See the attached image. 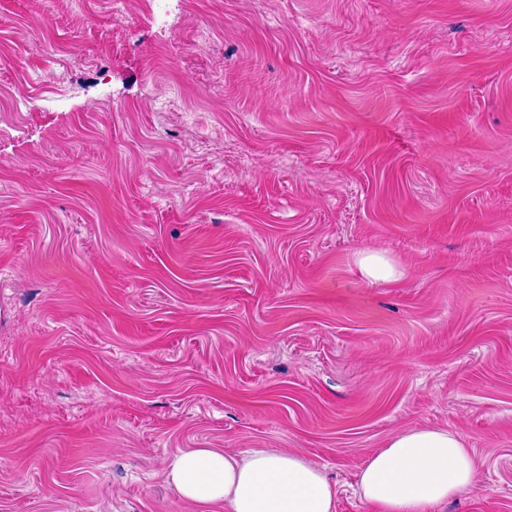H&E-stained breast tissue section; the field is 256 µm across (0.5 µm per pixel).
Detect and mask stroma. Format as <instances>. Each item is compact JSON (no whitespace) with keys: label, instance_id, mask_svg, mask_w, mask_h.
Segmentation results:
<instances>
[{"label":"stroma","instance_id":"obj_1","mask_svg":"<svg viewBox=\"0 0 512 512\" xmlns=\"http://www.w3.org/2000/svg\"><path fill=\"white\" fill-rule=\"evenodd\" d=\"M419 428L512 512V0H0V512H225L186 448L373 512ZM357 264L367 280H391L399 277L401 271L384 253L363 250L357 254ZM165 481L186 501L224 503L228 512L336 510V487L321 468L266 448L238 455L216 448L181 450Z\"/></svg>","mask_w":512,"mask_h":512}]
</instances>
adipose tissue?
Returning <instances> with one entry per match:
<instances>
[{
    "mask_svg": "<svg viewBox=\"0 0 512 512\" xmlns=\"http://www.w3.org/2000/svg\"><path fill=\"white\" fill-rule=\"evenodd\" d=\"M474 456L453 432L416 429L374 453L359 475L361 497L376 512H436L474 486ZM166 482L187 501L228 512H335L337 490L323 470L266 448L229 455L215 448L179 451Z\"/></svg>",
    "mask_w": 512,
    "mask_h": 512,
    "instance_id": "adipose-tissue-1",
    "label": "adipose tissue"
}]
</instances>
